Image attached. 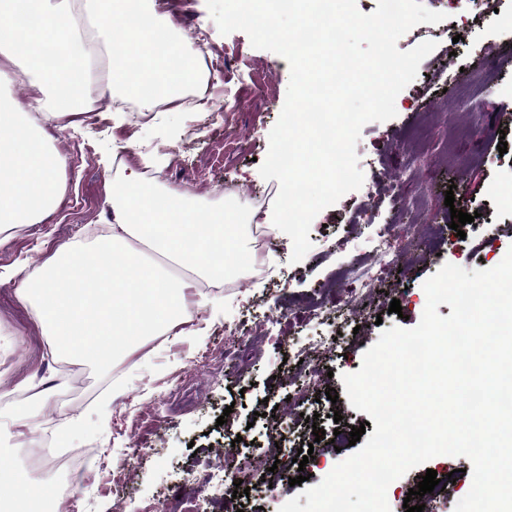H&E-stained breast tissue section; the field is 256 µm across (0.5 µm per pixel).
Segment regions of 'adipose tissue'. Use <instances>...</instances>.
<instances>
[{
	"mask_svg": "<svg viewBox=\"0 0 512 512\" xmlns=\"http://www.w3.org/2000/svg\"><path fill=\"white\" fill-rule=\"evenodd\" d=\"M16 0H0V86L14 80L13 65H21L39 94L51 98L53 116L78 112L81 100L99 89L88 60L70 61L74 35L90 43L121 48L137 39L129 19L140 12L144 0H86L94 12L105 15L106 23L93 24L90 31L77 33L73 0H30L39 19L22 28L9 16ZM140 76L127 79L124 94L143 97L144 81L162 78L175 88L197 76V61L189 52L148 55ZM16 102L0 97V233L21 224H32L48 216L62 191L57 175L64 158L49 150L43 131L18 127L10 121Z\"/></svg>",
	"mask_w": 512,
	"mask_h": 512,
	"instance_id": "1",
	"label": "adipose tissue"
}]
</instances>
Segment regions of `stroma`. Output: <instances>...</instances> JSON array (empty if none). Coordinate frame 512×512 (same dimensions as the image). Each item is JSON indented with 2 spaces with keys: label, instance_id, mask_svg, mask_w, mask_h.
<instances>
[{
  "label": "stroma",
  "instance_id": "1",
  "mask_svg": "<svg viewBox=\"0 0 512 512\" xmlns=\"http://www.w3.org/2000/svg\"><path fill=\"white\" fill-rule=\"evenodd\" d=\"M422 2L446 13V20L415 26L397 47L408 51L425 40L436 47L398 94L396 116L363 127L356 146L363 185L318 213L305 258L292 262V241L279 229L262 239L248 225L254 268L242 274L241 287L205 293L190 279L184 303L194 315L185 329L165 333L159 343L142 340L99 380L83 361L51 357V336L17 291L62 246L95 243V229L112 212L115 179L150 166L165 191L205 203L229 196L249 207L255 196L279 192L277 180L262 178L259 167L285 101L287 61L253 48L244 32L221 34L206 0H184L182 10L164 13L147 0L175 44L193 47V26L204 27L210 57L225 64L207 103L195 109L153 110L137 124L116 110L122 95L116 83L97 97L95 111L66 117L62 134H49V145L66 159L62 201L43 221L0 244V476L21 468V449L50 433L60 447L94 451L73 512H279L301 491L290 478L305 471L309 486H316L328 475V462L350 456V449L329 448L305 468L295 462L313 442L314 428H333L334 411L374 433L369 415L351 405L342 374L360 369L383 330L419 324L423 284L444 264L490 269L512 248V0ZM502 140L503 154L497 149ZM449 191L455 197L450 207L444 204ZM455 208L475 217L460 234L450 227ZM375 211L387 223L420 229L410 238L393 237L400 264L377 266L367 252L377 227L357 218ZM356 264L371 266L375 288L352 312L359 332L340 341L333 325L310 320L308 306L330 284L344 299L340 273ZM394 299L401 314L389 310ZM236 322L244 326V339L224 334ZM318 332L326 341L318 364L328 385L290 405L282 361ZM205 350L215 357L209 369L196 363ZM329 387L337 401L327 400ZM271 412L282 422L280 456L254 469L248 495L225 500L217 452L234 442L246 455L265 446ZM22 417L30 429L19 437L14 421ZM271 464L280 479L266 493L262 476ZM471 467L467 458L441 455L409 470L387 490L390 512H399L408 490L430 469L454 473L456 482L426 512H454L471 488Z\"/></svg>",
  "mask_w": 512,
  "mask_h": 512
}]
</instances>
